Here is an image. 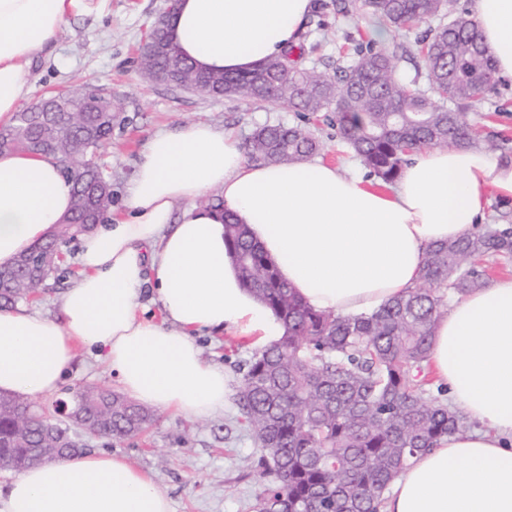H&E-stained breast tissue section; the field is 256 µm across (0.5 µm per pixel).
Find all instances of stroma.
Here are the masks:
<instances>
[{
	"label": "stroma",
	"mask_w": 512,
	"mask_h": 512,
	"mask_svg": "<svg viewBox=\"0 0 512 512\" xmlns=\"http://www.w3.org/2000/svg\"><path fill=\"white\" fill-rule=\"evenodd\" d=\"M337 0L311 13L303 30L313 31L321 43L317 65L327 72L349 63L347 53L358 33L374 34L376 19L369 11L344 0L348 11L336 9ZM167 0H88L86 11L70 18L57 36L50 56L33 64L29 102L51 91L89 83L122 95L123 127L114 128L112 141L98 159L112 183V204L120 206L142 144L159 130L179 122L204 121L219 129L234 130L247 141L253 130L267 123H291L294 115L269 103L215 99L144 79L137 54ZM382 46L396 54L398 75L415 88H425V67L413 37L389 31ZM465 118L479 138L496 140L499 156L512 159V80L496 78L492 90L465 109ZM78 242L64 248V260L46 282L40 297L28 308L48 316L59 313V300L76 278ZM204 361L224 366L237 375L239 364L254 353L247 339L230 332L198 337ZM85 384L111 388L115 380L95 355L78 352L72 372L58 398L43 399L53 407L56 399H68L70 391ZM93 451L125 457L133 467L150 473L168 497L172 512H254L264 482L255 469L259 450L237 421L233 404L208 419H194L170 411L157 412L143 436L116 441L90 440Z\"/></svg>",
	"instance_id": "35a3bbf8"
}]
</instances>
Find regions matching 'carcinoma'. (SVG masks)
<instances>
[{"label": "carcinoma", "instance_id": "carcinoma-1", "mask_svg": "<svg viewBox=\"0 0 512 512\" xmlns=\"http://www.w3.org/2000/svg\"><path fill=\"white\" fill-rule=\"evenodd\" d=\"M372 14L410 32L439 16L447 0H364ZM423 55L427 89H413L396 75L395 56L363 38L356 58L337 78L305 62L318 50L311 32L260 69L215 73L195 67L179 49L152 57L157 69L172 62L194 71L205 94L224 84V98L267 102L296 113L290 125L266 124L249 138L253 158L304 161L320 141L308 129L310 115L327 112L328 124L382 183H393L412 148L448 144L476 146L462 109L486 95L495 78L492 56L475 25L463 18L415 34ZM120 97L104 99L93 85H79L50 102L15 114L0 129V152L25 151L67 161L73 198L71 223L54 238L36 243L0 271V308L28 301L41 289L32 254L58 256L61 245L84 231L87 205L108 183L94 162L121 125ZM224 242L234 252L241 283L284 328L268 348L239 366L238 423L261 451L258 467L270 484L257 498V512H380L389 485L419 453L469 423L434 396L427 371L436 320L448 301L487 285L483 261L512 260V225L485 224L472 235L427 252L417 286L378 309L343 316L306 305L250 237L244 224L224 218ZM72 406L99 418L104 434L124 440L145 433L154 413L109 388L79 386ZM53 413L18 397L0 394V461L28 469L40 454L63 460L70 453L44 434Z\"/></svg>", "mask_w": 512, "mask_h": 512}]
</instances>
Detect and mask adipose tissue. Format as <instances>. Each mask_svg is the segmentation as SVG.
I'll return each mask as SVG.
<instances>
[{"label":"adipose tissue","mask_w":512,"mask_h":512,"mask_svg":"<svg viewBox=\"0 0 512 512\" xmlns=\"http://www.w3.org/2000/svg\"><path fill=\"white\" fill-rule=\"evenodd\" d=\"M87 0H0V125L30 93L31 65ZM314 0H180L169 35L196 67L256 70L296 43ZM470 16L512 77V0H471ZM220 202L201 204L209 191ZM512 198V162L455 145L416 150L385 188L320 160H247L235 134L206 122L152 135L124 205L80 237V272L59 318L0 309V392H58L84 348L122 393L149 409L205 419L223 412L229 376L196 338L231 330L262 349L282 332L242 288L224 217L247 225L280 277L310 307L352 315L415 287L430 245L468 236L491 195ZM72 207L57 159L0 155V267L46 238ZM150 285L154 322L135 301ZM429 364L474 429L422 453L382 512H512V275L457 299L439 317ZM0 512H170L165 494L120 456L83 453L0 485Z\"/></svg>","instance_id":"adipose-tissue-1"}]
</instances>
